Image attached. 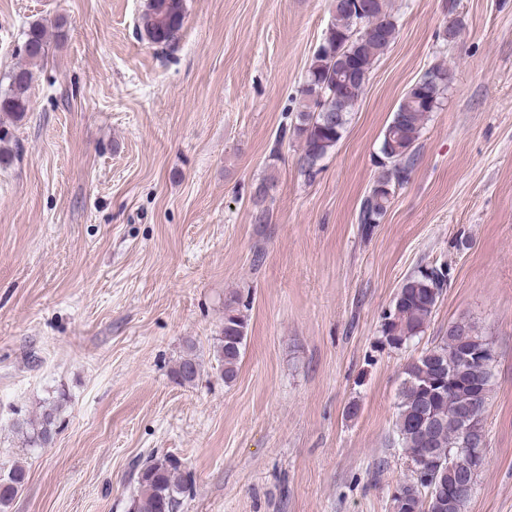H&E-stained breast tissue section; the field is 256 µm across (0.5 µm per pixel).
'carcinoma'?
I'll return each mask as SVG.
<instances>
[{
  "mask_svg": "<svg viewBox=\"0 0 512 512\" xmlns=\"http://www.w3.org/2000/svg\"><path fill=\"white\" fill-rule=\"evenodd\" d=\"M366 11L362 0H333L332 18L307 67L295 121L289 130L300 143L298 164L309 179L320 172L321 161L336 147L354 112L359 96L374 63L396 38L397 26L388 12L387 0H370ZM186 17V0H147L140 28L150 43L161 48L175 44ZM374 24L371 32L361 34L358 22ZM25 56L37 61L48 53V30L41 23L32 24L23 44ZM9 89L0 94V112L18 118L28 110L27 91L32 72L19 67L9 76ZM452 82V70L443 64L429 68L405 93L391 121L385 127L380 144L379 168L373 188L360 204L358 223L363 231L382 222L391 204L394 190L408 182L416 162L419 140L428 114L439 108ZM448 271L440 265L420 268L408 276L390 306L392 315L381 317V336H395L400 349L421 336L447 285ZM238 293L224 301V327L216 346V356L224 372V383L233 382L244 350L248 319L241 310ZM457 323L448 327V336L425 350L404 368L399 393L393 443L404 452L411 472L435 462L448 463V457L472 452L459 431L456 415L459 407L470 403L468 372L457 369L461 338ZM448 370L447 384L428 386L435 367ZM200 365L193 352H187L176 369L184 384L194 382ZM62 400L44 408L39 417L18 423V429L36 448L54 442ZM132 479L138 485L130 512H178L190 491L187 476L175 458L151 457L135 465ZM471 476L462 470L442 475L443 491L428 496L417 477L400 484L392 497L395 512H462L471 493L462 485ZM26 481V471L13 465L0 476V512H6Z\"/></svg>",
  "mask_w": 512,
  "mask_h": 512,
  "instance_id": "carcinoma-1",
  "label": "carcinoma"
}]
</instances>
